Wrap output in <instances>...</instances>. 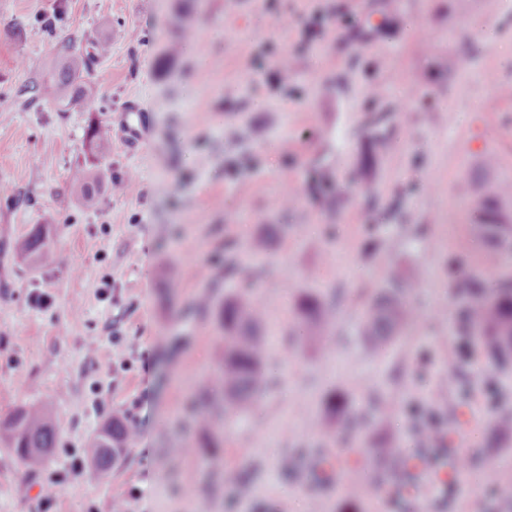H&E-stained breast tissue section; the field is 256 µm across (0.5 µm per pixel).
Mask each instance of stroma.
I'll return each instance as SVG.
<instances>
[{"label":"stroma","mask_w":512,"mask_h":512,"mask_svg":"<svg viewBox=\"0 0 512 512\" xmlns=\"http://www.w3.org/2000/svg\"><path fill=\"white\" fill-rule=\"evenodd\" d=\"M242 2L0 0V420L46 405L58 430L37 470L0 436V512H398V494L410 512H512L486 487L512 480V432L495 425L512 417V364L459 324L465 274L512 278V256L485 267L460 211L479 182L512 178V0ZM86 55V100L43 95L47 60ZM131 105L147 127L133 148L110 129ZM79 170L101 176L89 193ZM39 224L48 251L22 259ZM376 288L418 313L378 353L358 328ZM243 290L266 311L269 385L209 449L187 407L220 358L216 304ZM306 293L336 302L319 343L295 314ZM144 393L123 456L71 473ZM332 396L350 417L327 431ZM416 406L467 415L441 508L399 457L363 462L378 439L424 455Z\"/></svg>","instance_id":"stroma-1"}]
</instances>
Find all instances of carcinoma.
Wrapping results in <instances>:
<instances>
[{"mask_svg":"<svg viewBox=\"0 0 512 512\" xmlns=\"http://www.w3.org/2000/svg\"><path fill=\"white\" fill-rule=\"evenodd\" d=\"M48 69L53 72V82L44 87V94L61 93L75 102L86 97L87 85L80 75L79 62L60 65L52 61ZM511 190V180L494 181L466 209V223L502 253L512 250V214L504 210L499 193ZM47 239L45 226L35 228L21 243V253L26 257L40 255ZM470 278L468 320L483 336L488 356L506 361L512 358V282H488L476 274ZM297 313L317 335L332 324L331 306L313 294L299 299ZM408 314H414V310L404 309V302L394 290L379 288L365 310L361 335L371 349L377 350L387 337L395 335ZM218 317L224 328V359L214 372V385L203 395V410L195 416V423L205 432L211 426L212 411L208 406L221 404L226 418L242 415L260 399L268 384L263 368L265 339L261 334L260 305L247 294L229 295L219 305ZM0 429L18 459L27 465L44 463L57 442L56 428L48 411L42 408H17L0 422ZM129 437L125 424L114 418L104 424L87 453L97 468L108 470L126 451Z\"/></svg>","mask_w":512,"mask_h":512,"instance_id":"1","label":"carcinoma"}]
</instances>
